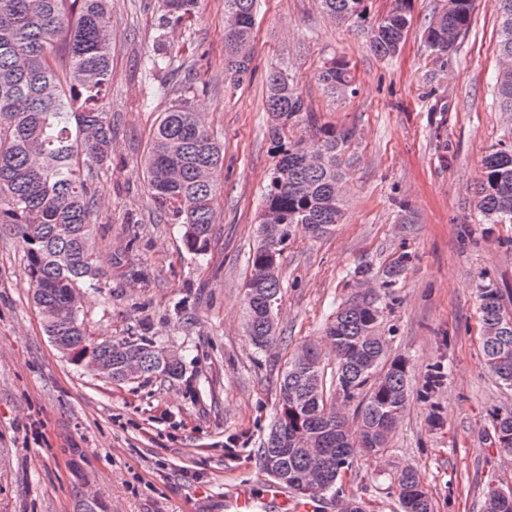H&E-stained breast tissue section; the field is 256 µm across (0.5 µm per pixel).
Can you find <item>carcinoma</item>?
Here are the masks:
<instances>
[{"label": "carcinoma", "mask_w": 512, "mask_h": 512, "mask_svg": "<svg viewBox=\"0 0 512 512\" xmlns=\"http://www.w3.org/2000/svg\"><path fill=\"white\" fill-rule=\"evenodd\" d=\"M256 0H224V12L237 26L224 29V70L241 81L251 73ZM324 13L341 23L366 29L371 50L380 58L397 55L411 27L407 0H393L389 10L369 16L367 0H318ZM496 97L512 112V0H498ZM201 0H162L164 19L192 23ZM108 0H0V224H10L26 256V272L43 329L77 357L89 351L109 368L112 381L124 380L126 362L136 361L140 377L185 376L182 359L165 362L164 347L153 337L136 335L98 341L90 337L80 313L63 315L76 293L95 286L92 244L94 170L103 166L112 144V125L104 99L112 85L116 42ZM475 0H447L424 30L432 53L445 55L469 30ZM318 80L333 95L354 93L351 68L344 60L323 66ZM270 139L277 162L270 173L263 207L279 214L277 236L283 251L299 231L311 238L326 234L342 217L338 184L341 156L355 132L319 127L314 147L324 161L312 163L301 138L286 130L303 121L304 103L287 69L267 75L265 100ZM224 164V148L187 102L163 112L143 159L148 186L171 221L184 228L183 243L193 255L207 254L215 224V179L201 176ZM478 210L492 224L512 222V143H499L485 156L477 191ZM272 253L263 228L249 252L244 281L245 330L264 352L276 339L274 312L267 300L278 298L280 279L265 269ZM410 261L403 253L386 273L381 287L399 282ZM485 365L512 387V315L503 309L499 290L478 291ZM336 357L327 372L318 346L301 345L285 361L278 405L257 459L275 483L300 498L339 496L343 474L364 456L388 448L412 395L431 401L445 373L437 366L418 392L409 380L408 362L389 358L379 332L378 311L364 295L345 302L326 327ZM357 402L356 428L337 403ZM491 427L498 448L512 455V412L496 413ZM400 512H433L431 496L419 471L396 472ZM488 490L483 512H512V498L494 500Z\"/></svg>", "instance_id": "cac0c4a2"}]
</instances>
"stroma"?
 Returning a JSON list of instances; mask_svg holds the SVG:
<instances>
[{
    "mask_svg": "<svg viewBox=\"0 0 512 512\" xmlns=\"http://www.w3.org/2000/svg\"><path fill=\"white\" fill-rule=\"evenodd\" d=\"M443 5L412 0L400 53L381 59L317 0H256L253 72L235 86L224 72V0H203L190 26L164 23L161 0H111L112 154L92 181L100 277L85 292V324L97 340L154 337L179 352L187 377L111 382L73 365L45 335L20 240L1 225L0 512H79V487L106 512H225L238 486L263 494L272 479L249 453L278 402L286 354L322 340L331 313L361 293L359 266L370 269L380 331L390 356L409 361L413 387L437 364L446 377L433 402L411 397L384 454L342 477L344 495L367 512H395L404 465L420 471L434 512H482L488 485L512 486L491 428L493 413L512 411V388L484 366L477 297L480 286L499 289L512 313V224L487 223L474 198L490 146L512 136V112L494 92L498 6L478 0L470 31L437 56L423 31ZM161 33L171 65L149 78L143 63ZM335 58L352 67V95L332 97L318 81ZM275 65L318 123L356 137L340 223L320 239L296 234L283 252L280 339L262 352L245 332L243 283L275 164L265 111ZM189 86L224 146L202 257L185 249L141 166L162 112ZM404 252V276L382 288Z\"/></svg>",
    "mask_w": 512,
    "mask_h": 512,
    "instance_id": "obj_1",
    "label": "stroma"
}]
</instances>
